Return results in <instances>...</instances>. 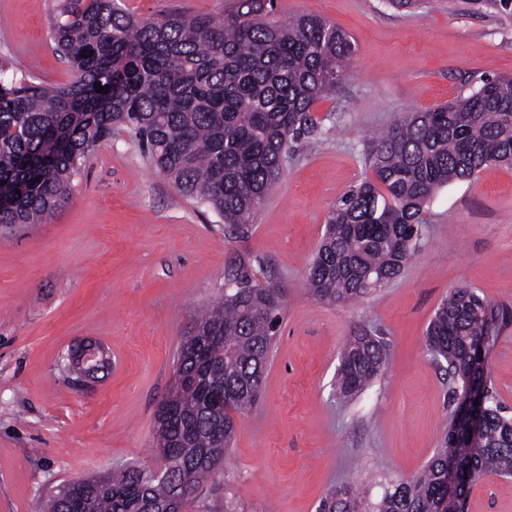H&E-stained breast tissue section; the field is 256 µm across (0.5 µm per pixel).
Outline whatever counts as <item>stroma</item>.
<instances>
[{
	"mask_svg": "<svg viewBox=\"0 0 512 512\" xmlns=\"http://www.w3.org/2000/svg\"><path fill=\"white\" fill-rule=\"evenodd\" d=\"M60 0H0V60L65 84L49 24ZM133 16L220 14L224 0H122ZM311 14L353 39L348 79L314 105L315 135L289 153L248 237L178 195L120 130L85 160L72 199L44 224L0 237V512H46L67 482L154 464L157 405L198 311L224 291V264L251 258L286 309L263 398L240 417L223 472L204 485L210 512H317L330 488L415 476L451 421L448 378L425 347L450 290L466 287L511 315L487 363L512 408V168L493 165L435 193L420 249L362 300L330 305L306 290L329 211L370 170V133L403 113L512 77V14L464 0L401 13L382 0H276L284 20ZM387 344L364 391L336 395L340 354L360 330ZM104 347V377L82 380L66 356ZM464 512H512V478L478 480Z\"/></svg>",
	"mask_w": 512,
	"mask_h": 512,
	"instance_id": "obj_1",
	"label": "stroma"
}]
</instances>
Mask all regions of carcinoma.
<instances>
[{"label":"carcinoma","mask_w":512,"mask_h":512,"mask_svg":"<svg viewBox=\"0 0 512 512\" xmlns=\"http://www.w3.org/2000/svg\"><path fill=\"white\" fill-rule=\"evenodd\" d=\"M67 84L2 78L0 226L42 224L67 205L82 162L120 128L181 197L212 209L234 238L282 176V158L316 121L312 107L350 75L354 55L341 29L311 14L274 15V0H230L224 13L168 14L139 21L117 0H62L50 24ZM110 86L107 93L96 86ZM512 165V79L487 78L471 93L412 112L375 137L371 176L330 212L308 267V292L333 305L359 300L397 277L418 249L428 205L442 187L483 168ZM224 296L184 337L171 384L156 412L158 460L169 474L134 466L76 479L48 512H187L201 484L220 472L236 417L258 406L285 295L236 255L224 266ZM504 311L470 288L437 308L425 347L446 363L459 404L487 386L480 431L453 421L418 476L387 483L378 499L355 485L334 487L320 512H448L481 477H512V416L487 385L477 338ZM386 345L368 333L346 344L336 393L346 399L382 373ZM189 479L193 490L178 489Z\"/></svg>","instance_id":"carcinoma-1"}]
</instances>
